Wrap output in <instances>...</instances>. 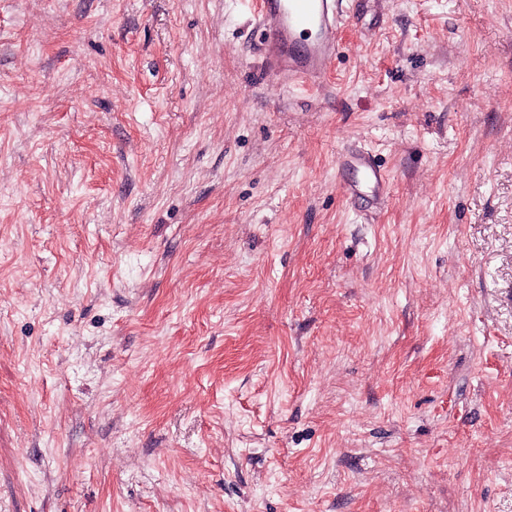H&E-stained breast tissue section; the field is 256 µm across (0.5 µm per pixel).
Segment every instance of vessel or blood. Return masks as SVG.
<instances>
[{"instance_id": "obj_1", "label": "vessel or blood", "mask_w": 512, "mask_h": 512, "mask_svg": "<svg viewBox=\"0 0 512 512\" xmlns=\"http://www.w3.org/2000/svg\"><path fill=\"white\" fill-rule=\"evenodd\" d=\"M342 25L338 0H262L259 26L269 68L288 82L319 85L340 51ZM338 168L363 174L341 182L348 200L386 199L389 178L369 154H344Z\"/></svg>"}]
</instances>
